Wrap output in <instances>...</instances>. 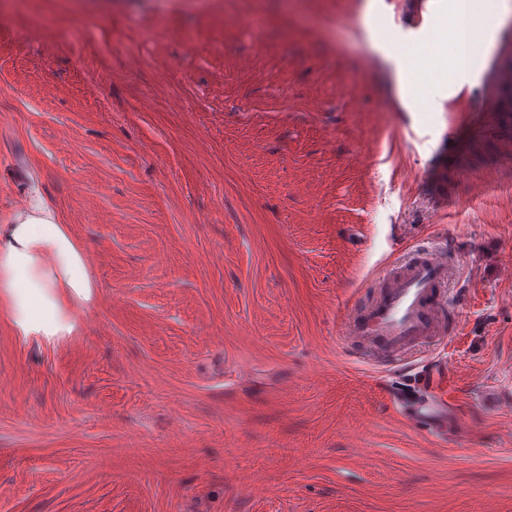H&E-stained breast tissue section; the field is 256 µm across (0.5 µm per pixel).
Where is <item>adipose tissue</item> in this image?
I'll list each match as a JSON object with an SVG mask.
<instances>
[{"label":"adipose tissue","instance_id":"adipose-tissue-1","mask_svg":"<svg viewBox=\"0 0 512 512\" xmlns=\"http://www.w3.org/2000/svg\"><path fill=\"white\" fill-rule=\"evenodd\" d=\"M511 13L507 0H488L465 36L449 33V41L466 45L463 75L480 71L492 49V38H479V25L488 20L501 28ZM95 286L83 248L41 199L29 200L0 223V309L18 335H72L73 305L90 301Z\"/></svg>","mask_w":512,"mask_h":512}]
</instances>
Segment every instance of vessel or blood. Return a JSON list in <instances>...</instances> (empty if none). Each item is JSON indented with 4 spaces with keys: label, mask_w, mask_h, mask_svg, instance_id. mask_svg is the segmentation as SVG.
<instances>
[{
    "label": "vessel or blood",
    "mask_w": 512,
    "mask_h": 512,
    "mask_svg": "<svg viewBox=\"0 0 512 512\" xmlns=\"http://www.w3.org/2000/svg\"><path fill=\"white\" fill-rule=\"evenodd\" d=\"M450 277L448 252L431 249L393 279L386 293L357 314L353 333L393 351L437 332L440 299L437 290ZM389 400L399 416L425 433L444 440L454 437L457 405L448 393V363L437 358L419 363L410 382H398Z\"/></svg>",
    "instance_id": "1"
}]
</instances>
